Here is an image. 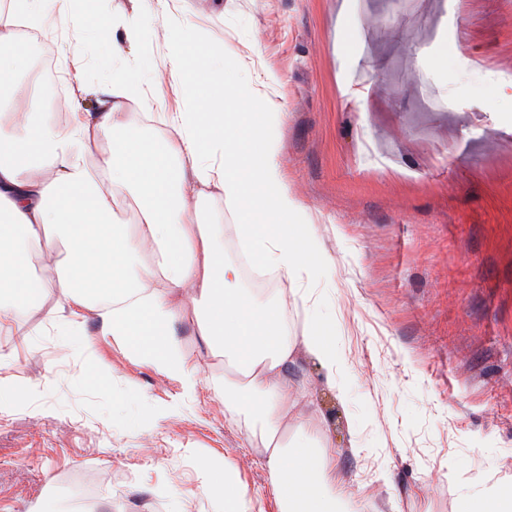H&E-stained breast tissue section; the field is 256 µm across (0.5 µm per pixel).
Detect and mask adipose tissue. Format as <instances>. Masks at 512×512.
<instances>
[{"mask_svg": "<svg viewBox=\"0 0 512 512\" xmlns=\"http://www.w3.org/2000/svg\"><path fill=\"white\" fill-rule=\"evenodd\" d=\"M52 2L10 0L0 7V117L16 119L0 124V364L33 343L19 314L42 315L64 345L87 348L93 341L83 325L92 316L103 335L191 397L201 379L177 328L192 321L195 335L224 360L216 391L227 393L232 412L245 415L260 439L279 512H342L331 441L291 421L304 388L283 373L300 344L335 379L342 362L327 324L314 317L301 338L290 336L284 303L242 286L240 267L224 258L223 232L198 213L199 186L216 185L238 216L237 245L249 263L291 280L316 278L323 266L318 229L288 184L272 130L282 104L252 96L249 84L225 75L223 52L190 54L174 25L165 63L180 104L163 115V142L135 127L119 129L123 101L139 90L117 75L106 89L110 109L72 113L65 129H54L39 98L21 112L9 90L27 66L18 31L41 28ZM219 79L246 105L234 119L213 91ZM106 130L114 133L112 153L99 178L86 157ZM122 201L134 207L135 223L121 219ZM256 214L264 224L253 223ZM35 256L56 271L55 307L45 305ZM155 276L170 290L148 287ZM175 287L189 301L174 299Z\"/></svg>", "mask_w": 512, "mask_h": 512, "instance_id": "obj_1", "label": "adipose tissue"}]
</instances>
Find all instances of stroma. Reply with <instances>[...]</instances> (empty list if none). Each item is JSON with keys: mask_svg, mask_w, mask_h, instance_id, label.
<instances>
[{"mask_svg": "<svg viewBox=\"0 0 512 512\" xmlns=\"http://www.w3.org/2000/svg\"><path fill=\"white\" fill-rule=\"evenodd\" d=\"M69 16L60 0L15 83L23 105L54 79L57 127L100 111L116 72L146 94L121 126L160 97L176 108L163 68L175 22L196 50L231 46L228 65L283 103L280 162L328 257L310 289L345 391L301 347L286 373L307 387L295 418L330 435L354 503L457 512L462 492L512 481V0H158L145 38L117 55ZM202 192L203 221L223 225L240 261L235 216L216 186ZM19 324L37 344L0 378L39 393L0 415V512H72L75 487L100 512H224L202 490L210 464L246 485L251 512H277L260 445L213 388L224 362L191 325L178 337L201 384L185 398L96 319L91 352L62 348L41 317ZM96 356L101 383L86 377Z\"/></svg>", "mask_w": 512, "mask_h": 512, "instance_id": "stroma-1", "label": "stroma"}]
</instances>
